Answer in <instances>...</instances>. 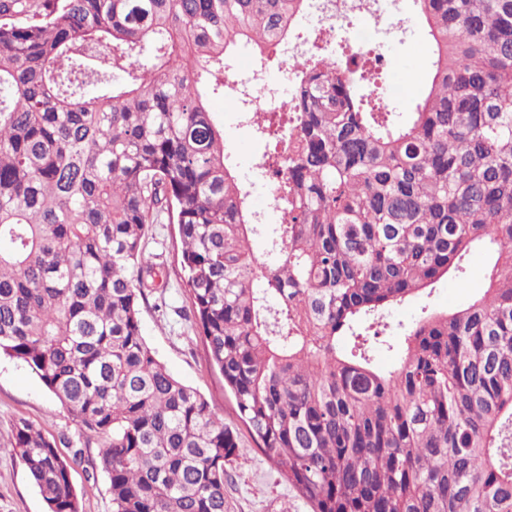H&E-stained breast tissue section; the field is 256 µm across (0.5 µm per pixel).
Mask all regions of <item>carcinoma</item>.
<instances>
[{
  "label": "carcinoma",
  "instance_id": "obj_1",
  "mask_svg": "<svg viewBox=\"0 0 512 512\" xmlns=\"http://www.w3.org/2000/svg\"><path fill=\"white\" fill-rule=\"evenodd\" d=\"M413 2L432 52L402 119L357 91L370 59L315 42L287 107L249 111L224 60L265 69L308 0H0V355L77 429L13 424L47 512H81L76 466L112 512H226L238 435L141 330L165 220L209 365L310 512H512V0ZM210 86L266 142L281 223H257ZM481 245L484 295L422 309L378 370L390 307Z\"/></svg>",
  "mask_w": 512,
  "mask_h": 512
}]
</instances>
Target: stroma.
Here are the masks:
<instances>
[{"label":"stroma","instance_id":"1","mask_svg":"<svg viewBox=\"0 0 512 512\" xmlns=\"http://www.w3.org/2000/svg\"><path fill=\"white\" fill-rule=\"evenodd\" d=\"M407 32L384 51L394 59L392 68L383 70L381 87L391 90L404 85L397 96L396 111L408 112L415 98L425 89L430 43L415 18H408ZM209 106L224 129V142L238 172H245L259 161L263 146L252 131L241 124L240 116L226 108L222 95H209ZM462 277L451 276L436 283L431 295L395 306L390 314L393 349H379L374 364L382 371L398 362V344L407 326L422 306L447 310L481 297L488 286L489 257L473 250L465 261ZM189 301L183 291L171 287L149 294L141 305L143 335L157 358L182 383L198 390L211 407L223 415L225 423L237 426L234 402L224 389L222 375L211 368L206 349L192 322L185 320ZM20 419L41 426L48 433L74 434L75 426L65 410L22 362L0 356V512H46V506L30 482L24 467L8 448L12 426ZM229 483L226 499L229 512H309L308 506L288 486L272 462L256 447L247 432L239 434L236 457L226 465ZM72 481L79 494L82 512H112L108 483L104 475L89 479L83 468H75Z\"/></svg>","mask_w":512,"mask_h":512}]
</instances>
